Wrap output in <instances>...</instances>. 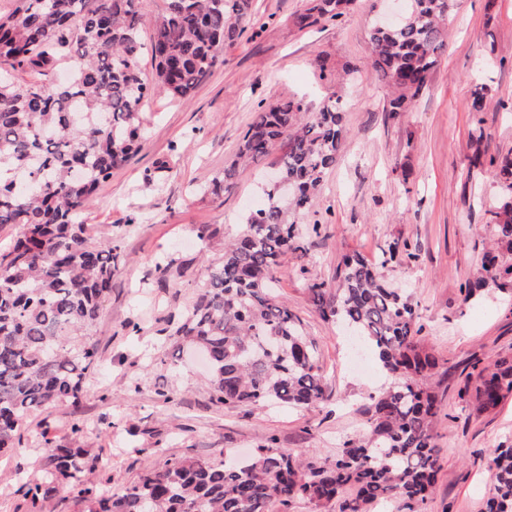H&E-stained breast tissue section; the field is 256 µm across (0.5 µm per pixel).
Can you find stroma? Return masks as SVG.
<instances>
[{
    "label": "stroma",
    "instance_id": "1",
    "mask_svg": "<svg viewBox=\"0 0 512 512\" xmlns=\"http://www.w3.org/2000/svg\"><path fill=\"white\" fill-rule=\"evenodd\" d=\"M304 4L254 0L255 28L188 100L145 101L142 151L83 208L91 239L122 246L94 330L99 365L79 405L35 411L21 430L22 453L0 457V512H30L24 483L42 474L43 443L72 445L75 420L99 462L87 479L111 480L116 491L167 459L218 460L224 449L246 454L270 438L333 459L391 379L372 352L369 373L350 369L349 337L321 318L307 285L335 287L344 255L375 261L396 242L410 244L415 257L383 265L380 275L415 306L421 342L445 368L435 424L440 468L427 512H481L494 481L488 455L512 440V397L490 413L462 411L461 371L476 358L512 356V299L493 287L469 301L462 293L481 265L491 236L486 212L500 195L493 172L471 163L468 103L473 84L488 77L494 92L480 147L489 157L512 151V112L500 107L512 102V0H456L427 89L395 120L383 110L389 89L369 65L376 0H354L337 24L301 30L294 18ZM301 96L314 106L339 100L345 126L337 161L302 218L321 230L307 235L306 251L288 252L276 274L280 296L317 345L326 399L307 408L230 409L212 401L206 365L161 329L196 299L209 265L261 203V181L282 151L273 147L241 168L222 199L204 185L234 159L259 103ZM204 226L212 233L205 243L197 237ZM165 255L174 263L161 272ZM133 322L139 332L130 331Z\"/></svg>",
    "mask_w": 512,
    "mask_h": 512
}]
</instances>
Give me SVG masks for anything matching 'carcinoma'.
I'll return each mask as SVG.
<instances>
[{"label": "carcinoma", "mask_w": 512, "mask_h": 512, "mask_svg": "<svg viewBox=\"0 0 512 512\" xmlns=\"http://www.w3.org/2000/svg\"><path fill=\"white\" fill-rule=\"evenodd\" d=\"M139 0H18L0 16V63L46 75L64 56L83 64L63 83H0V226L19 235L0 253V451L17 450L29 416L45 406L79 403L98 365L91 333L110 292L115 240L85 235L81 211L104 189L112 170L143 145L144 101L157 92L185 100L224 62V47L254 25L253 0H165L149 42L139 34ZM404 20L373 26L372 68L392 90L384 111L396 119L427 88L445 48L453 0H408ZM352 0H308L299 28L334 22ZM151 58L153 84L142 70ZM481 81L469 112L483 138L486 99ZM345 136L338 102L311 109L302 99L259 104L236 158L207 190L224 193L240 165L285 145L280 172L296 193L265 185V202L250 212L224 256L180 318L161 329L209 357L212 400L226 407L313 406L324 400V377L302 320L274 289L288 250L305 251L296 215L308 211ZM472 163L489 165L501 197L487 211L496 248L481 275L462 288L469 301L492 284L512 293V153ZM378 265L348 256L337 284L313 282L321 317L340 322L373 347L390 385L370 397L363 429L345 438L331 461L296 454L271 438L241 461L170 458L117 494L112 477L91 483L94 463L81 448L45 441L43 477L25 484L33 512H43L60 486L78 512H288L297 500L338 512H368L398 502L400 512H425L438 471L435 422L441 412L434 377L439 359L420 343L418 314L400 289L381 280ZM512 397V357L467 379L460 400L481 415ZM494 484L482 512H512V443L494 447Z\"/></svg>", "instance_id": "obj_1"}]
</instances>
